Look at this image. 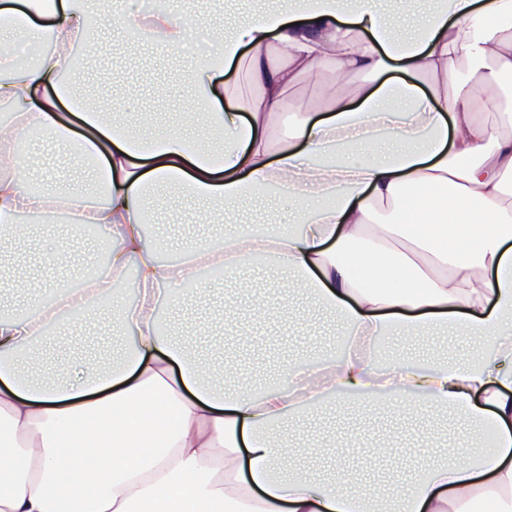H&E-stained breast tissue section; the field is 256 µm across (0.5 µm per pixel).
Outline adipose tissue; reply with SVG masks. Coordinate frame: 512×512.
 <instances>
[{"label": "adipose tissue", "mask_w": 512, "mask_h": 512, "mask_svg": "<svg viewBox=\"0 0 512 512\" xmlns=\"http://www.w3.org/2000/svg\"><path fill=\"white\" fill-rule=\"evenodd\" d=\"M89 0H0V31L28 41L53 34L35 66L0 53V247L20 234V212L49 223L111 228V281L77 274L65 290L34 282L37 306L0 316V512H512V136L482 121L485 102L459 83V62H490L487 79L512 77V0H445L423 10L418 31L399 34L358 0H280L232 27L209 22L223 70L202 61L184 77L200 110L195 145L166 132L140 143L128 123L77 98L61 80L111 46ZM125 19L139 39L186 51L191 25L171 10ZM249 64L252 90L230 94L224 70ZM337 75L364 74L351 96L332 95L324 116L300 112L275 141L272 119L299 79L322 61ZM451 88L441 95L440 85ZM67 145L94 174L84 187L59 173L23 189L27 155L17 144ZM217 202L233 232L194 243L161 265L143 235L159 189ZM294 201L288 231L239 224L234 205L250 196ZM258 264L288 273L339 317L349 348L258 393L209 385L213 364L164 335L160 296L184 284L208 293L207 274ZM134 306L110 311L106 328L134 344L111 369L83 364L50 383L25 380L14 353L51 328L93 329L96 304L128 267ZM446 330L478 339L459 362L378 363L389 333ZM349 395L402 417L426 403L455 411L453 446L412 481L380 493L294 471L290 416L325 397Z\"/></svg>", "instance_id": "1"}]
</instances>
